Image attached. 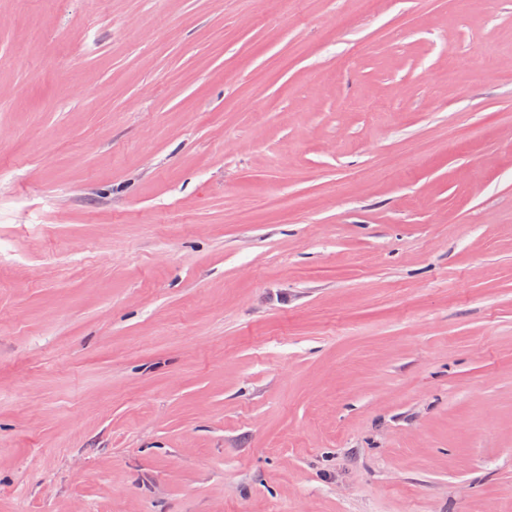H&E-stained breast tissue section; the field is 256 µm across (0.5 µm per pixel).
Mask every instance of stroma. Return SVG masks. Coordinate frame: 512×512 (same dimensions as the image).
Returning <instances> with one entry per match:
<instances>
[{
  "mask_svg": "<svg viewBox=\"0 0 512 512\" xmlns=\"http://www.w3.org/2000/svg\"><path fill=\"white\" fill-rule=\"evenodd\" d=\"M0 512H512V0H0Z\"/></svg>",
  "mask_w": 512,
  "mask_h": 512,
  "instance_id": "1",
  "label": "stroma"
}]
</instances>
